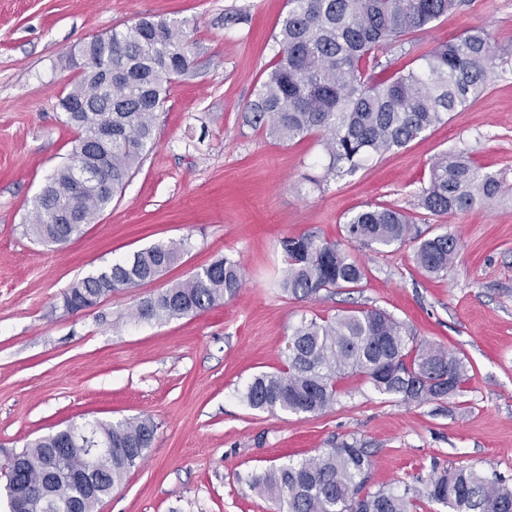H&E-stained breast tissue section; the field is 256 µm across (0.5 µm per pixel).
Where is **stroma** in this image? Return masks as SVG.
I'll return each instance as SVG.
<instances>
[{
  "instance_id": "stroma-1",
  "label": "stroma",
  "mask_w": 512,
  "mask_h": 512,
  "mask_svg": "<svg viewBox=\"0 0 512 512\" xmlns=\"http://www.w3.org/2000/svg\"><path fill=\"white\" fill-rule=\"evenodd\" d=\"M236 9L246 20L225 25ZM287 11V0H0V463L73 424L151 418V448L95 512H273L251 475L352 439L376 450L370 492L421 490L459 466L512 483V73L406 148L318 191L302 179L323 155L315 137L282 142L245 119ZM141 17L185 23L192 67L172 82L155 145L122 192L81 236L41 244L24 226L76 136L61 107L79 79L66 59ZM471 26L512 46V0H469L414 39L430 47ZM452 150L504 189L433 219L436 232L460 241L447 274L418 268L410 240L380 253L351 244L366 272L360 287L310 299L281 291L284 238L343 242L346 216L368 204L415 211L432 163ZM179 241L181 260L155 280L63 309L74 282ZM230 254L243 266L234 298L163 322L134 317L141 299ZM360 308L384 310L415 342L464 357L463 392L416 405L346 375L318 415L262 412L241 400L256 374L284 367L302 318Z\"/></svg>"
}]
</instances>
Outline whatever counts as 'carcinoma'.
<instances>
[{
    "label": "carcinoma",
    "instance_id": "1",
    "mask_svg": "<svg viewBox=\"0 0 512 512\" xmlns=\"http://www.w3.org/2000/svg\"><path fill=\"white\" fill-rule=\"evenodd\" d=\"M464 5V0H288L277 40V62L247 105L251 126L278 140L319 137L324 174L303 180L320 188L343 169L354 171L374 156L401 149L442 123L448 113L489 88L490 80L512 68V48L495 45L482 28L471 27L451 41L427 49L410 35L427 30ZM416 52L419 64L389 71L379 53ZM86 69L63 98L66 123L78 136L73 161L57 169L36 197L26 232L44 243L63 244L80 235L122 190L133 170L153 148L156 112L176 77L191 67L184 25L143 18L96 36L80 46ZM372 62L378 74H366ZM112 63V86L100 72ZM112 124V148L94 140L99 127ZM108 155L112 192L72 193V169L100 153ZM502 182L481 174L462 153H445L431 166L419 195L428 217L464 213L495 198ZM414 220L387 205H366L347 217V241L373 251L414 236V260L429 275L448 272L459 239L433 231L411 234ZM284 267L279 287L300 298L332 288H354L364 267L338 243L313 233L281 243ZM185 243L157 244L130 260L112 263L64 292V309L88 307L117 290L151 281L176 263ZM243 285L241 262L225 256L190 279L142 299L135 316L144 320L182 317L236 296ZM401 322L379 309L349 310L320 321L302 319L288 341L286 369L255 376L242 391L255 410L318 414L336 401L342 376L361 374L381 393L417 405L459 394L467 379L464 360L441 346L409 350ZM157 430L150 419L89 421L36 439L19 452L24 460L17 483L39 498L42 474L55 471L54 491L77 504L83 441L112 446L98 469V498L111 493L125 473L144 457ZM375 450L356 439L325 449L318 457L288 463L252 476L248 483L270 499L274 512H409L410 490L365 491ZM426 498L449 512H512V487L483 476L472 466L445 471L431 480Z\"/></svg>",
    "mask_w": 512,
    "mask_h": 512
}]
</instances>
